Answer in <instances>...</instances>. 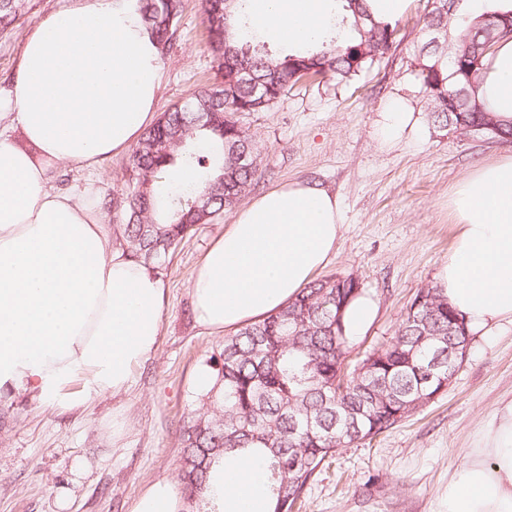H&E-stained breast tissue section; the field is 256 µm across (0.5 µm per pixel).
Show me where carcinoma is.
<instances>
[{"instance_id": "carcinoma-1", "label": "carcinoma", "mask_w": 512, "mask_h": 512, "mask_svg": "<svg viewBox=\"0 0 512 512\" xmlns=\"http://www.w3.org/2000/svg\"><path fill=\"white\" fill-rule=\"evenodd\" d=\"M245 0H207L208 41L217 79L162 114L132 154L134 192L123 209V236L133 256L161 261L195 224H206L232 208L250 188L254 145L236 115L266 112L291 89L303 67L320 66L336 83L348 84L380 62L397 42V23L368 15L362 0H338L337 25L346 36L274 52L240 33L247 26ZM468 0H451V12L430 10L428 37L443 30L442 47L419 51L417 78L440 128L506 138L512 126L497 123L478 95L484 73L487 10L474 16ZM143 22L159 49L170 50L183 0H137ZM33 10L32 0H0V31ZM471 50L479 64L464 61L448 79V55ZM467 87L471 99L448 105L452 85ZM191 168L205 181L174 194L157 190L163 175ZM352 275L317 279L278 313L224 338L213 370L214 385L201 395L206 412L183 436L181 479L196 502L217 456L263 453L273 512H293L325 462L347 445L371 440L402 418L399 402L419 388L438 389L460 362L432 354L471 339L452 330L460 317L436 288L419 290L392 341L350 359L351 336L344 312L363 296Z\"/></svg>"}]
</instances>
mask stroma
I'll list each match as a JSON object with an SVG mask.
<instances>
[{
	"label": "stroma",
	"mask_w": 512,
	"mask_h": 512,
	"mask_svg": "<svg viewBox=\"0 0 512 512\" xmlns=\"http://www.w3.org/2000/svg\"><path fill=\"white\" fill-rule=\"evenodd\" d=\"M34 3L29 18L0 32L1 88L13 78L32 22L62 0ZM427 5L412 0L399 20L400 44L357 82L303 81L270 111L240 117L256 148L249 198L307 180L342 202L336 252L318 276H355L375 304L374 320L352 338L356 353L390 342L417 291L435 287L453 243L454 185L473 168L512 154V142L433 125L415 71ZM162 60L158 112L213 82L204 0H185L174 46ZM398 100L415 130L390 140L382 115ZM48 172L52 184L89 187L105 222L122 224L119 204L132 188L130 153L103 161L93 175L66 164ZM232 218L228 210L196 225L158 267L165 288L161 342L136 369L129 392L74 412L23 395L0 406V512H129L147 484L179 481L183 433L204 411L195 374L213 369L224 345L223 335L197 324L190 279ZM511 401L512 321L501 319L475 332L448 388L432 402L376 439L341 449L311 481L302 512H441L449 478L464 468L488 418ZM115 421L122 426L117 435Z\"/></svg>",
	"instance_id": "1"
}]
</instances>
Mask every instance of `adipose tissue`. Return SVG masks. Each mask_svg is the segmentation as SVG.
Instances as JSON below:
<instances>
[{"label":"adipose tissue","mask_w":512,"mask_h":512,"mask_svg":"<svg viewBox=\"0 0 512 512\" xmlns=\"http://www.w3.org/2000/svg\"><path fill=\"white\" fill-rule=\"evenodd\" d=\"M251 26L299 47L324 33L334 0H249ZM480 94L512 123V39L486 62ZM160 50L135 0H67L27 31L0 89V389L61 411L127 392L159 348L164 283L131 255L87 189L62 190L48 163L94 172L155 119ZM20 127L29 149L14 145ZM456 226L436 284L471 328L512 319V155L485 164L448 198ZM339 197L293 181L236 211L195 268L197 322L212 333L257 322L308 286L336 251ZM255 457L216 458L197 505L169 480L130 512H267ZM443 512H512V403L488 423L448 482Z\"/></svg>","instance_id":"adipose-tissue-1"}]
</instances>
